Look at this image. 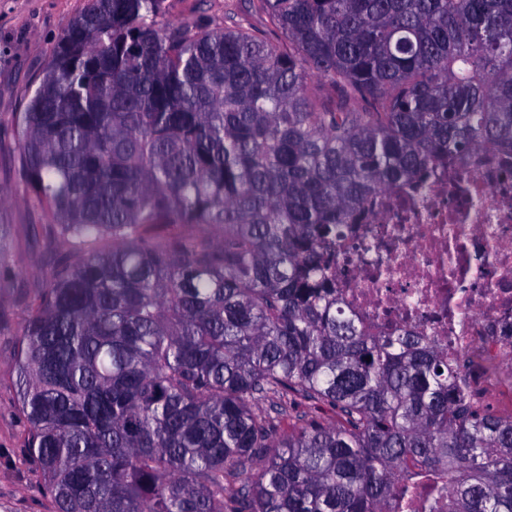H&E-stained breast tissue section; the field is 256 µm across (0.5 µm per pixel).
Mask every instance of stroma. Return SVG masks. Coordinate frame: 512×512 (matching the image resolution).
I'll return each mask as SVG.
<instances>
[{
    "label": "stroma",
    "mask_w": 512,
    "mask_h": 512,
    "mask_svg": "<svg viewBox=\"0 0 512 512\" xmlns=\"http://www.w3.org/2000/svg\"><path fill=\"white\" fill-rule=\"evenodd\" d=\"M84 6L85 0H0L1 127L24 110L54 45ZM166 11L169 18L212 28L247 23L268 41L281 39L251 0H166ZM15 153L12 142H0V187L13 192L12 199L0 202V224L11 227L7 258L0 265V512H53L51 500L38 491L43 475L26 458L16 369L27 302L51 270L52 244L30 234L31 225L43 218L22 198Z\"/></svg>",
    "instance_id": "35a3bbf8"
}]
</instances>
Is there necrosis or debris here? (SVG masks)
Masks as SVG:
<instances>
[{
  "label": "necrosis or debris",
  "mask_w": 512,
  "mask_h": 512,
  "mask_svg": "<svg viewBox=\"0 0 512 512\" xmlns=\"http://www.w3.org/2000/svg\"><path fill=\"white\" fill-rule=\"evenodd\" d=\"M336 253L343 303L372 332H420L468 352L488 387L512 389V152L433 168L423 186L380 191Z\"/></svg>",
  "instance_id": "necrosis-or-debris-1"
}]
</instances>
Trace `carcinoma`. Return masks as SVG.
<instances>
[{"label":"carcinoma","mask_w":512,"mask_h":512,"mask_svg":"<svg viewBox=\"0 0 512 512\" xmlns=\"http://www.w3.org/2000/svg\"><path fill=\"white\" fill-rule=\"evenodd\" d=\"M256 2L282 44L86 0L12 116L56 245L17 355L42 492L54 512H398L416 476L421 512H512V415L336 295L370 197L512 148V0ZM298 398L336 422L279 434Z\"/></svg>","instance_id":"carcinoma-1"}]
</instances>
